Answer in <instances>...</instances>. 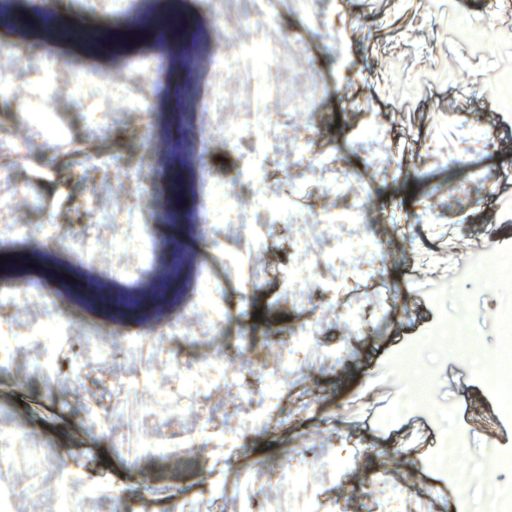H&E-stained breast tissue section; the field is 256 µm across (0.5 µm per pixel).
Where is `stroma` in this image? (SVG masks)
I'll list each match as a JSON object with an SVG mask.
<instances>
[{
	"label": "stroma",
	"instance_id": "1",
	"mask_svg": "<svg viewBox=\"0 0 512 512\" xmlns=\"http://www.w3.org/2000/svg\"><path fill=\"white\" fill-rule=\"evenodd\" d=\"M443 5L460 31L431 0L375 23L362 0H71L63 16L113 30L176 12L192 57L156 36L49 59L40 25L0 28V253L56 243L0 287V512H475L489 477L512 484V430L475 413L482 397L512 421V370L478 361L512 363L497 282L418 287L473 248L512 258V209L488 201L512 170V78L487 84L498 51L470 41L512 28V0ZM260 85L282 103L258 120L242 106ZM172 267L168 313L131 315L142 339L80 292L136 294ZM446 323L461 356L427 349ZM418 344L466 482L439 464V424L397 409L392 373Z\"/></svg>",
	"mask_w": 512,
	"mask_h": 512
}]
</instances>
